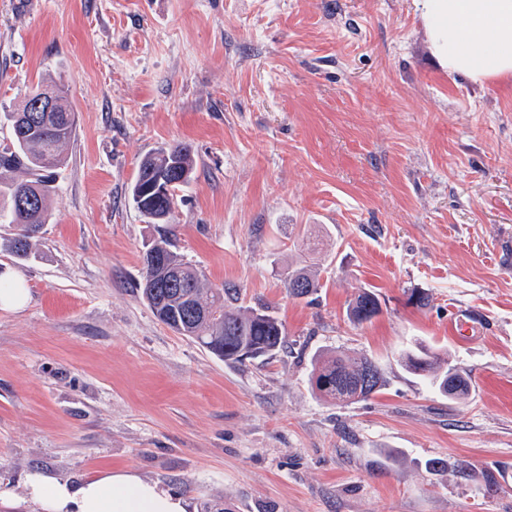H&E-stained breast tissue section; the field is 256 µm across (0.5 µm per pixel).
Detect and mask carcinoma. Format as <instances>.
<instances>
[{
	"label": "carcinoma",
	"instance_id": "1",
	"mask_svg": "<svg viewBox=\"0 0 512 512\" xmlns=\"http://www.w3.org/2000/svg\"><path fill=\"white\" fill-rule=\"evenodd\" d=\"M48 92L56 95L60 111L48 115L29 112L35 99ZM5 116L11 123L13 143L0 151V223L18 227V233L4 248L26 259L32 253L33 238L46 220L47 174L66 163L64 149L73 133L75 113L63 87L55 84L37 90ZM195 168V158L183 144L161 147L142 158L130 197L146 223L174 221V192L191 180ZM150 180L170 184L169 196L157 200L143 194L141 186ZM172 247L171 239L163 232L146 245L142 256L139 289L162 323L226 362L242 364L248 359L272 356L283 348L286 330L278 318L251 308H228L226 300L234 296L232 289L209 287L199 270L181 259ZM153 250L162 256L169 277L152 266ZM286 285L288 293L297 298L312 296L322 288L317 275L305 268L288 275ZM380 312L376 294L363 290L349 306L347 317L360 326ZM402 363L409 372L429 378L439 393L451 400H461L469 393L468 377L439 355L408 350L402 354ZM312 365L311 388L331 404L365 399L385 385L382 368L364 355L322 353L313 358Z\"/></svg>",
	"mask_w": 512,
	"mask_h": 512
}]
</instances>
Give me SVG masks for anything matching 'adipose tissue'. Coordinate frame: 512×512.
I'll list each match as a JSON object with an SVG mask.
<instances>
[{
	"mask_svg": "<svg viewBox=\"0 0 512 512\" xmlns=\"http://www.w3.org/2000/svg\"><path fill=\"white\" fill-rule=\"evenodd\" d=\"M449 73L482 84L512 79V0H415ZM27 494L42 512H189V502L126 467L74 482L32 473Z\"/></svg>",
	"mask_w": 512,
	"mask_h": 512,
	"instance_id": "adipose-tissue-1",
	"label": "adipose tissue"
}]
</instances>
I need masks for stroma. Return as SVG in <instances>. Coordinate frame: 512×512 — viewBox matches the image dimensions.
I'll list each match as a JSON object with an SVG mask.
<instances>
[{"label":"stroma","instance_id":"35a3bbf8","mask_svg":"<svg viewBox=\"0 0 512 512\" xmlns=\"http://www.w3.org/2000/svg\"><path fill=\"white\" fill-rule=\"evenodd\" d=\"M57 81L67 164L31 257L0 250L30 293L0 310V479L17 496L0 512H40L30 473L112 466L191 512H512V80L449 75L413 0H0V106ZM174 143L196 160L175 251L282 321L272 358L224 363L141 296L160 228L129 189ZM305 265L312 301L286 288ZM364 289L381 312L357 326ZM413 346L468 396L408 372ZM337 349L374 358L384 387L319 399L312 359ZM297 279H301L307 288H292L294 281ZM286 285L288 293L297 298L312 296L317 294L320 288H322L317 275L305 268L297 269L292 274H289ZM402 363L409 372L430 378L439 393L448 399L461 400L469 393L468 377L439 355H429L423 349L408 350L402 354Z\"/></svg>","mask_w":512,"mask_h":512}]
</instances>
